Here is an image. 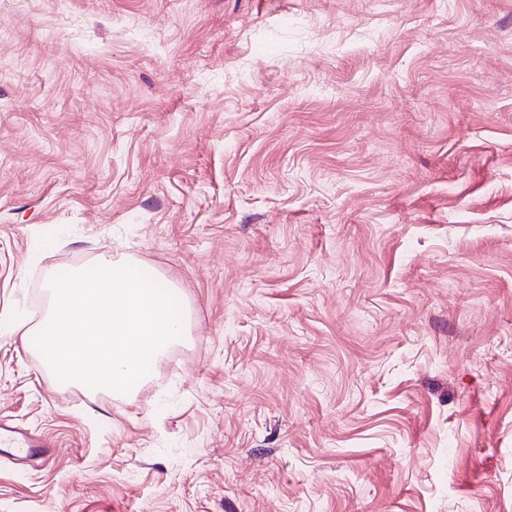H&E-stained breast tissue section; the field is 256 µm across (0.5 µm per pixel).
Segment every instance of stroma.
Instances as JSON below:
<instances>
[{"mask_svg": "<svg viewBox=\"0 0 512 512\" xmlns=\"http://www.w3.org/2000/svg\"><path fill=\"white\" fill-rule=\"evenodd\" d=\"M175 283L129 395L44 284ZM0 512H512V0H0ZM10 427H1L0 425V447L18 448L21 458L31 459L40 455H47V449L51 445L33 437L32 435L13 430Z\"/></svg>", "mask_w": 512, "mask_h": 512, "instance_id": "35a3bbf8", "label": "stroma"}]
</instances>
